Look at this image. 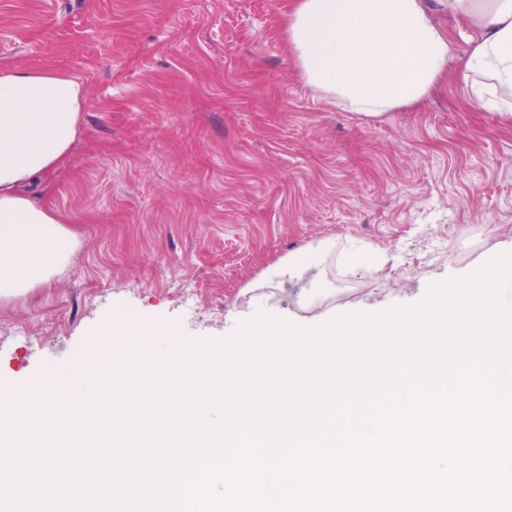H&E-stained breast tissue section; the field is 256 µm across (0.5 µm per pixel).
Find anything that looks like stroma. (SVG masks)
Returning a JSON list of instances; mask_svg holds the SVG:
<instances>
[{
	"mask_svg": "<svg viewBox=\"0 0 512 512\" xmlns=\"http://www.w3.org/2000/svg\"><path fill=\"white\" fill-rule=\"evenodd\" d=\"M289 2L0 0V66L51 67L87 89L84 133L48 190L76 246L49 284L0 301V389L227 339L297 311L315 279L331 306H410L512 242V126L458 73L475 32L449 26L447 75L367 122L301 80ZM325 239L333 250L303 278L271 274ZM354 245L383 267L345 273ZM126 312L174 332L112 350L101 330Z\"/></svg>",
	"mask_w": 512,
	"mask_h": 512,
	"instance_id": "35a3bbf8",
	"label": "stroma"
}]
</instances>
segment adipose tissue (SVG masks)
Wrapping results in <instances>:
<instances>
[{"mask_svg": "<svg viewBox=\"0 0 512 512\" xmlns=\"http://www.w3.org/2000/svg\"><path fill=\"white\" fill-rule=\"evenodd\" d=\"M479 34L459 69L512 123V0H440ZM285 35L303 81L364 120L419 103L448 71L449 35L426 0H292ZM86 87L50 68H0V300L50 283L72 255L37 189L66 166Z\"/></svg>", "mask_w": 512, "mask_h": 512, "instance_id": "1", "label": "adipose tissue"}]
</instances>
